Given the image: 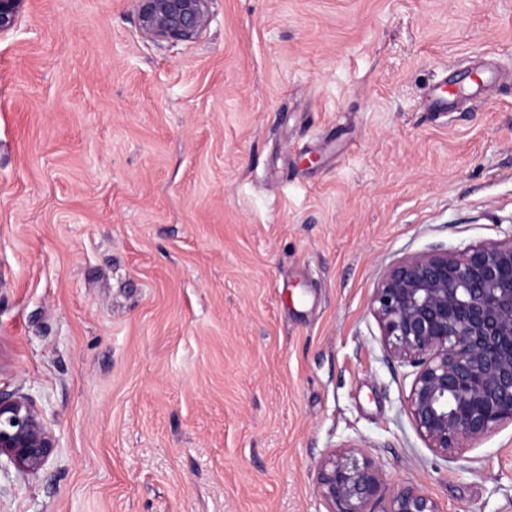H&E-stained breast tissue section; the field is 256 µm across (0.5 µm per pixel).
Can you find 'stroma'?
<instances>
[{
  "label": "stroma",
  "mask_w": 512,
  "mask_h": 512,
  "mask_svg": "<svg viewBox=\"0 0 512 512\" xmlns=\"http://www.w3.org/2000/svg\"><path fill=\"white\" fill-rule=\"evenodd\" d=\"M209 7L189 42L136 0L0 34V394L57 438L0 460V512H326L348 444L512 512V424L429 448L369 309L400 258L512 236V0Z\"/></svg>",
  "instance_id": "35a3bbf8"
}]
</instances>
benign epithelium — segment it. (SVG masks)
Masks as SVG:
<instances>
[{
    "label": "benign epithelium",
    "instance_id": "1",
    "mask_svg": "<svg viewBox=\"0 0 512 512\" xmlns=\"http://www.w3.org/2000/svg\"><path fill=\"white\" fill-rule=\"evenodd\" d=\"M22 0H0V33ZM210 0H137L143 33L195 39ZM388 357L413 368L407 399L418 433L446 459L512 423V237L464 251L407 255L383 273L370 300ZM56 437L23 396L0 395V456L42 468ZM326 512H441L413 483L387 490L381 466L361 446L328 450L316 464Z\"/></svg>",
    "mask_w": 512,
    "mask_h": 512
}]
</instances>
